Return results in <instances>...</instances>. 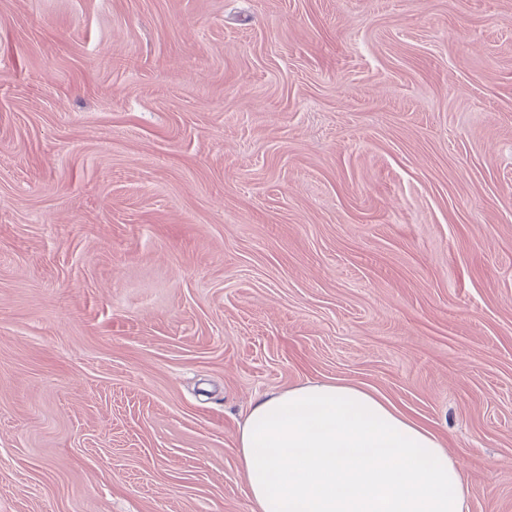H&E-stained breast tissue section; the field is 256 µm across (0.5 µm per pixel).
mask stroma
I'll return each mask as SVG.
<instances>
[{"instance_id":"obj_1","label":"stroma","mask_w":512,"mask_h":512,"mask_svg":"<svg viewBox=\"0 0 512 512\" xmlns=\"http://www.w3.org/2000/svg\"><path fill=\"white\" fill-rule=\"evenodd\" d=\"M320 379L512 512V0H0V512H251Z\"/></svg>"}]
</instances>
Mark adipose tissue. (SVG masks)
Instances as JSON below:
<instances>
[{
    "mask_svg": "<svg viewBox=\"0 0 512 512\" xmlns=\"http://www.w3.org/2000/svg\"><path fill=\"white\" fill-rule=\"evenodd\" d=\"M252 512H468L439 436L339 380L259 396L238 428Z\"/></svg>",
    "mask_w": 512,
    "mask_h": 512,
    "instance_id": "adipose-tissue-1",
    "label": "adipose tissue"
}]
</instances>
